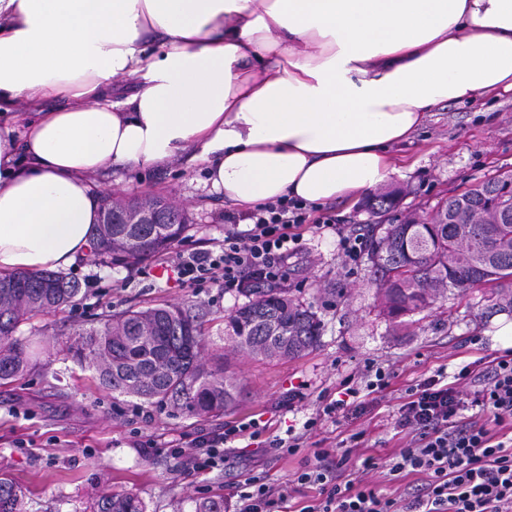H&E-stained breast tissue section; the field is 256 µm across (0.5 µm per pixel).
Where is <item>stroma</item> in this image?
I'll return each mask as SVG.
<instances>
[{
    "label": "stroma",
    "mask_w": 512,
    "mask_h": 512,
    "mask_svg": "<svg viewBox=\"0 0 512 512\" xmlns=\"http://www.w3.org/2000/svg\"><path fill=\"white\" fill-rule=\"evenodd\" d=\"M396 153L406 167L392 183L404 193L398 209L385 216L388 224L425 215L448 195L512 171V93L436 108ZM205 179L203 166L183 155L161 167L105 173L96 190L122 197L158 194L182 204L189 217L184 241L212 249L224 240L228 205ZM301 246L288 261V292L313 307L323 333L318 348L293 359L231 352L224 320L245 303L244 295L219 288L199 293L160 268L154 277L140 279L122 264L101 266L81 258L70 266L68 275L85 284L86 293L64 311L20 324L16 335L27 345L30 367L0 385V466L8 467L25 489V512H90L93 498L104 488L136 495L145 512H193L200 498L220 495L235 504V484L253 471L269 483L285 482L303 467L307 450L278 456L253 445L250 459L233 458L224 469L197 474L181 470L168 447L218 421L247 417L268 421L272 434L285 435L288 426L302 425L324 397L335 396L340 381L368 359L389 369V387L356 420L324 419L309 440L310 448L341 447L361 430V453L382 464L371 480L387 483L394 494L423 483L420 474L392 483L386 477L385 462L407 441L394 427L401 398L409 385L438 367L453 373L498 355L496 323L512 320V305L489 288L463 294L453 290L431 307L391 321L378 306L368 257L344 266L330 229H304ZM163 305L199 314L207 357L226 354L241 393L222 419L204 420L135 398H113L94 370L67 356L66 346L107 316ZM296 387L306 398L286 407L284 400ZM139 439L154 440L157 452L142 454L133 446Z\"/></svg>",
    "instance_id": "1"
}]
</instances>
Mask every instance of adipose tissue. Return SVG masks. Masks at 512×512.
I'll use <instances>...</instances> for the list:
<instances>
[{"mask_svg":"<svg viewBox=\"0 0 512 512\" xmlns=\"http://www.w3.org/2000/svg\"><path fill=\"white\" fill-rule=\"evenodd\" d=\"M510 90L512 0H0V273L85 257L106 167L187 151L243 211L357 198L434 108Z\"/></svg>","mask_w":512,"mask_h":512,"instance_id":"1","label":"adipose tissue"}]
</instances>
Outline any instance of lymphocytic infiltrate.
Instances as JSON below:
<instances>
[{
  "instance_id": "f902f5d3",
  "label": "lymphocytic infiltrate",
  "mask_w": 512,
  "mask_h": 512,
  "mask_svg": "<svg viewBox=\"0 0 512 512\" xmlns=\"http://www.w3.org/2000/svg\"><path fill=\"white\" fill-rule=\"evenodd\" d=\"M309 219L299 200L279 199L244 214L228 212L224 242L218 249L180 245L163 263L177 281L190 288L216 287L225 292L288 285V261L300 249L299 230ZM247 230H239L241 221ZM390 373L374 360L364 363L339 385V397L326 401L300 431L269 439L271 450L298 453L308 447L323 417L358 418L384 391ZM473 387L465 397L464 387ZM394 426L409 437L388 463V474L400 478L425 474L424 484L402 495L388 494L369 480L377 469L374 457L362 459L360 477L343 480L348 451L318 448L287 482L273 485L251 474L237 491L236 512H289L303 488L318 496L299 512H512V349L491 360L474 361L456 373L438 368L406 389ZM265 431L260 420L241 421L206 432L173 448L172 455L188 472L206 474L223 467L235 454V441L255 439Z\"/></svg>"
}]
</instances>
